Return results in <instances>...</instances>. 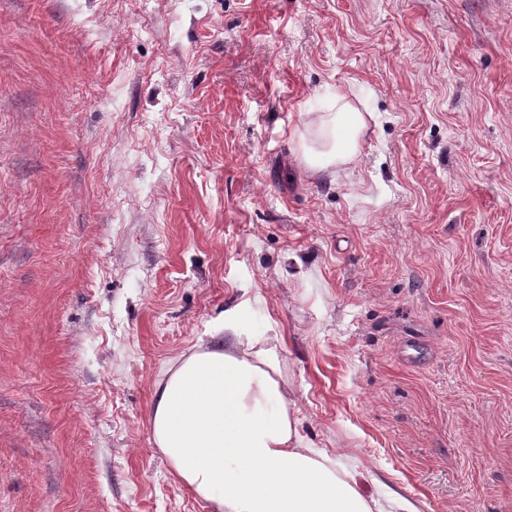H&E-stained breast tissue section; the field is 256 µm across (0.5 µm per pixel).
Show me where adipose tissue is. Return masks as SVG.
<instances>
[{"instance_id":"ef3b65f1","label":"adipose tissue","mask_w":512,"mask_h":512,"mask_svg":"<svg viewBox=\"0 0 512 512\" xmlns=\"http://www.w3.org/2000/svg\"><path fill=\"white\" fill-rule=\"evenodd\" d=\"M322 117L306 165L324 172L355 162L367 127L346 94ZM278 337L232 334L198 344L158 382L152 437L177 477L211 512H417L398 493L365 498L341 454L314 448L280 372Z\"/></svg>"}]
</instances>
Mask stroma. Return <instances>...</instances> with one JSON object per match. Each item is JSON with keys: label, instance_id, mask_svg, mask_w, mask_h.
<instances>
[{"label": "stroma", "instance_id": "35a3bbf8", "mask_svg": "<svg viewBox=\"0 0 512 512\" xmlns=\"http://www.w3.org/2000/svg\"><path fill=\"white\" fill-rule=\"evenodd\" d=\"M231 319L364 495L512 512V0H0V512H209L150 415ZM336 107L338 112H329L321 118L325 132L319 147L302 143V158L306 165L325 173L358 159L359 139L367 127L364 114L353 106L345 93L336 95Z\"/></svg>", "mask_w": 512, "mask_h": 512}]
</instances>
